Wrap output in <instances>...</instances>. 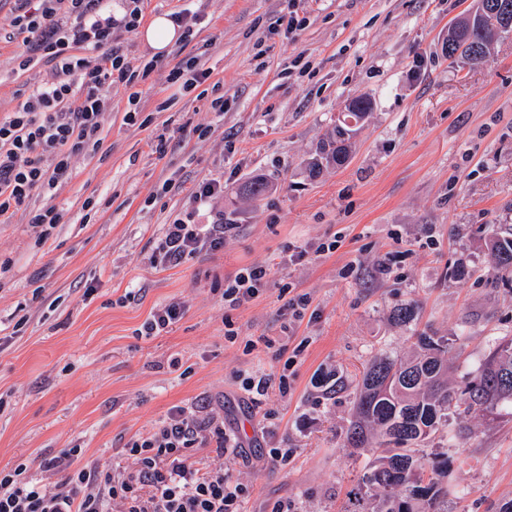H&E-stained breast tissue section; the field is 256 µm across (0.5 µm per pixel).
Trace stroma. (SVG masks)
<instances>
[{"label": "stroma", "mask_w": 512, "mask_h": 512, "mask_svg": "<svg viewBox=\"0 0 512 512\" xmlns=\"http://www.w3.org/2000/svg\"><path fill=\"white\" fill-rule=\"evenodd\" d=\"M476 0H138L142 23L157 15H198L192 37L156 57L136 34L113 37L137 66L155 61L134 87L112 90L102 149L78 155L71 179L33 207L54 205L62 220L45 244L26 212L0 224V468L25 461L47 480L41 458L80 445L90 460L125 466L117 449L176 405L208 397L240 456L210 464L250 490L244 512H346L365 456L346 432L361 372L384 352H413V334L448 338V381L464 388L496 343L512 339V280L498 278L490 239L512 226V35L489 61L449 60V26ZM14 0H0V116L25 99L52 67L20 69L25 37ZM305 18L286 29L289 13ZM197 58L209 78L192 91L170 82ZM137 95L143 126L125 123ZM373 108L344 167L311 175L326 129L348 99ZM223 98V111L212 102ZM262 175L268 191L237 198ZM217 180L224 194L196 207L190 190ZM97 212L82 223L81 205ZM237 230L217 254L175 268L150 262L165 224L183 217ZM335 241L319 256L315 247ZM302 252L293 260L294 252ZM270 269L265 291L225 311L224 280L243 266ZM308 294L294 321L309 346L290 371L287 395L243 404L238 374L277 367L244 354L242 342L279 335L289 321L282 286ZM186 313L157 336L145 323L161 304ZM416 319L393 320L399 305ZM232 321L241 341L224 340ZM335 374L333 395L312 380ZM275 412L274 435L264 434ZM456 439L439 431L422 445L445 455L448 512H498L512 500V402L452 417ZM273 448L287 461L268 460Z\"/></svg>", "instance_id": "1"}]
</instances>
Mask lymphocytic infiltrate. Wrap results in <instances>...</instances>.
<instances>
[{
    "mask_svg": "<svg viewBox=\"0 0 512 512\" xmlns=\"http://www.w3.org/2000/svg\"><path fill=\"white\" fill-rule=\"evenodd\" d=\"M14 25L28 36L29 53L53 63L55 79L33 85L6 118H0V223L12 218L37 191L54 190L72 175V159L98 151L113 85H131L134 70L112 31H135L139 10L122 18L106 12L109 0H15ZM81 55H74V48ZM80 88H73L72 75ZM231 224H196L182 219L165 225L155 242L157 264L179 266L203 252L222 251ZM267 266L240 268L224 281L221 298L228 311L250 303L269 280ZM296 345L280 370L257 369L241 375L246 402L261 406L271 391L288 392V372L303 352ZM235 454L237 437L208 403L170 409L152 430L129 439L121 453L129 467L115 470L86 461L80 446L44 458L39 467L61 473L54 486L28 476L26 464L0 468V512H242L247 486L223 467L203 462L198 452Z\"/></svg>",
    "mask_w": 512,
    "mask_h": 512,
    "instance_id": "f902f5d3",
    "label": "lymphocytic infiltrate"
}]
</instances>
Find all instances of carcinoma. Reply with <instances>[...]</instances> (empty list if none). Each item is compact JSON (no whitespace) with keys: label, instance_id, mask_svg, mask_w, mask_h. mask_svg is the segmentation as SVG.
Listing matches in <instances>:
<instances>
[{"label":"carcinoma","instance_id":"carcinoma-1","mask_svg":"<svg viewBox=\"0 0 512 512\" xmlns=\"http://www.w3.org/2000/svg\"><path fill=\"white\" fill-rule=\"evenodd\" d=\"M511 33L512 0H478L473 13L448 29L446 54L454 62L481 65L489 47ZM371 109V99L363 95L345 104L309 163L310 172L348 162L351 141ZM267 188V180L254 178L241 191L256 200ZM488 248L496 271L512 273V228L490 241ZM446 352L448 340L419 336L413 357L398 361L377 355L362 376L347 443L366 449L371 428L380 444L389 447L387 455L364 465L358 480L357 495L371 501V512H447L448 458L426 461L418 446L448 426L450 411L467 416L512 400V339L498 345L460 392L444 379Z\"/></svg>","mask_w":512,"mask_h":512}]
</instances>
